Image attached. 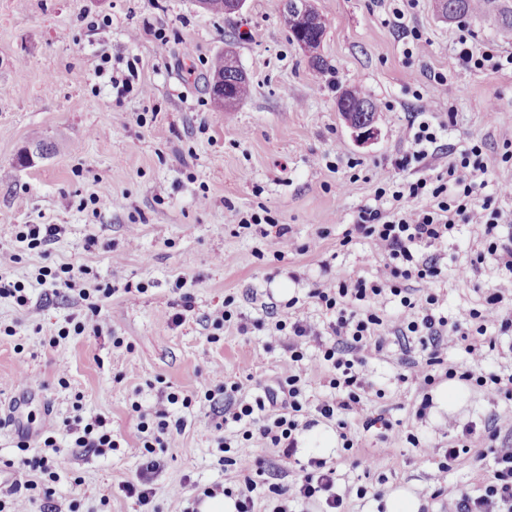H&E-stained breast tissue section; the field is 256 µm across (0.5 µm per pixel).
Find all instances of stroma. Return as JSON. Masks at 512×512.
I'll return each mask as SVG.
<instances>
[{"label": "stroma", "mask_w": 512, "mask_h": 512, "mask_svg": "<svg viewBox=\"0 0 512 512\" xmlns=\"http://www.w3.org/2000/svg\"><path fill=\"white\" fill-rule=\"evenodd\" d=\"M327 24L321 53L330 73L314 71L290 40L280 0H246L228 17L196 0H0V252L12 262L0 276L24 282L40 305V327L25 310L0 299V462L15 458L19 428L30 433L29 455L40 451L39 433L56 426L61 447L72 437L66 423L103 416L120 446L104 456L70 451L55 489L75 512H143L119 484L141 459L140 413L161 393L204 391L211 363L224 365L225 384L240 383L238 399L285 377L287 357L270 343L267 324L297 317L321 332L307 348L304 397L316 404L328 394V374L317 368L332 336L329 319L308 293L326 277L373 278L380 263L368 239H346L360 206L377 188H392L445 167L474 143L487 171L482 195L512 183V163L501 162L512 141V72L449 70L457 23L439 18L434 0H314ZM412 9L422 33L421 51L408 52L392 26L394 11ZM165 29V40L128 38L144 22ZM234 45L251 93L238 107L212 102L205 78L211 61ZM136 65L152 95H120L111 80ZM447 74L448 97H433L435 74ZM355 87L375 99L378 135L357 141L336 110V98ZM432 97L433 123L444 124L433 155L407 169L396 165L408 149L406 126L421 97ZM44 151H37L33 136ZM268 212L288 225L297 243L316 249L278 254L258 226L241 217ZM25 224H58L62 232L44 249L15 239ZM138 239L128 243V228ZM479 236L458 225L448 241L431 246L443 273L432 290L438 313L453 317L478 307L511 273L487 264L466 266ZM85 270L83 285L111 286L98 298L102 334L55 341L68 319L84 313L77 292L52 294L37 285L40 267ZM184 280L194 309L181 326L168 319ZM230 304L233 323L211 340L207 315ZM250 323L240 334L237 321ZM417 340L388 335L384 351L363 367L376 389L366 409L397 426L388 436L353 422L358 452L335 446L343 488L366 487L351 497L352 512H378L376 492L432 490L438 464L467 426L483 429L512 410L485 389L465 385L456 409L430 407L414 417L424 390L405 378V362L418 357ZM66 365L59 378L58 365ZM184 429L162 454L154 502L171 512L168 492L191 478L203 485L238 487L236 468L222 466L213 441L209 403L184 411ZM417 435L427 454L409 443Z\"/></svg>", "instance_id": "1"}]
</instances>
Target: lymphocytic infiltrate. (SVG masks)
<instances>
[{
  "label": "lymphocytic infiltrate",
  "mask_w": 512,
  "mask_h": 512,
  "mask_svg": "<svg viewBox=\"0 0 512 512\" xmlns=\"http://www.w3.org/2000/svg\"><path fill=\"white\" fill-rule=\"evenodd\" d=\"M449 69L492 68L496 71L512 70V52L493 55L480 47L474 32L461 26L455 52L448 58ZM478 147H471L468 156L449 163L444 171L429 178L400 184L392 194L394 205L385 209L378 201L383 190H376V204L359 209L352 227L354 234L370 240L376 254L383 259L374 278L357 277L349 280L328 278L316 283L309 296L326 310L335 312L334 321L328 322L326 331L334 342L323 351L320 362L329 376L330 394L309 406L303 398L309 367L305 364V350L315 329L303 320L288 317L271 324L269 335L282 344L288 354V372L278 388H264L261 396L251 401L231 402L220 405L219 398L226 393L224 367L216 363L208 371L209 387L204 393L206 401L216 405L212 423L213 440L220 452L229 454V462L236 466L243 477L238 488L221 485L199 487L191 480L172 488L169 497L175 503L174 512H197L202 499L217 495L234 499L236 512H255L258 502L272 503L271 512H291V504H316L319 512H348L344 494L336 490V465L321 457H309L300 465L296 477L288 484H271L263 479L265 461L256 456L247 442L260 438L269 447L283 449L293 455L297 446L295 433L299 416L315 410L318 417L336 423L345 450H352L354 438L348 434L347 417L362 415L364 429L381 427L392 431L393 423L383 415L365 412L366 387L360 372L369 356L380 354L385 347L384 329L394 335L414 337L424 353L422 359L409 361L411 372L423 383L433 379L432 370L442 365L441 355L451 348H463L470 361L464 371L448 369L449 377L474 383L488 389L495 396L512 401V377L505 379L494 372L477 369L484 358L480 344L472 342L473 323L499 325L501 332L512 330V278L503 280L492 293L485 296L481 307L472 308L455 319L435 314L431 306L437 298L434 293L417 296L404 288H391L397 278H416L433 283L439 275L438 259L424 255L423 247H430L451 236L458 225L482 226L487 243L483 252L475 256L476 263L492 258L505 269L512 271V234L497 235L500 225L512 223V211L494 207L491 197L479 194V167L470 158L478 154ZM428 198V205H420V198ZM398 297L400 309L392 323H385L383 315L388 296ZM190 396L168 393L154 407L153 421L141 424L144 452L141 462L130 480L120 486L126 497L136 499L141 506H151L156 495L153 482L161 468L157 452L166 448L173 432L182 430V419L173 417L171 408L179 404L190 407ZM235 423L243 431L244 445L231 447L224 436L228 423ZM512 432V416H497L488 422L481 440L484 451L478 459L492 457L479 484L459 492L448 506V512H512V448L499 445L502 432ZM73 447L84 452L103 455L119 448L106 428L103 417H95L85 425L73 428ZM21 454L7 461L6 466L15 475L6 490L0 491V512H74L73 504L57 497L53 488L38 485L26 479L27 471H37L56 477L64 461L53 429H46L43 448L36 458L26 455L27 440H19Z\"/></svg>",
  "instance_id": "obj_1"
}]
</instances>
